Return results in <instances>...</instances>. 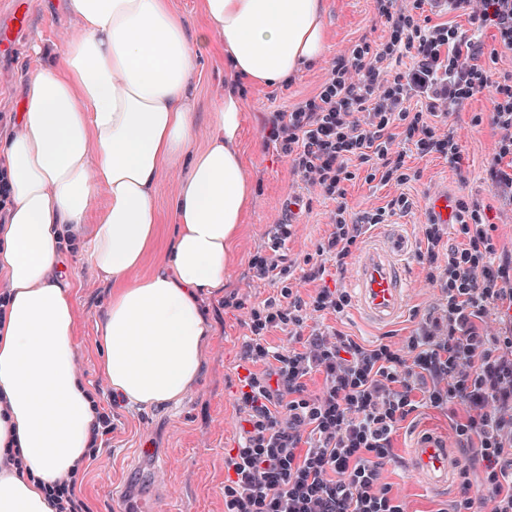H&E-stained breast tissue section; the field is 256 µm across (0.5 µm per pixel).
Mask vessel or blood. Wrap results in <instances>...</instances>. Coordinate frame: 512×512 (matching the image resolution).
Wrapping results in <instances>:
<instances>
[{
  "label": "vessel or blood",
  "mask_w": 512,
  "mask_h": 512,
  "mask_svg": "<svg viewBox=\"0 0 512 512\" xmlns=\"http://www.w3.org/2000/svg\"><path fill=\"white\" fill-rule=\"evenodd\" d=\"M413 247L403 225L394 224L369 239L358 252L352 277L356 305L374 325L390 326L404 312L410 288L406 259ZM460 464L459 457L430 443H417L412 450V473L439 487L452 481Z\"/></svg>",
  "instance_id": "1"
}]
</instances>
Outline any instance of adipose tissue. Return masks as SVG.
Wrapping results in <instances>:
<instances>
[{
    "instance_id": "1",
    "label": "adipose tissue",
    "mask_w": 512,
    "mask_h": 512,
    "mask_svg": "<svg viewBox=\"0 0 512 512\" xmlns=\"http://www.w3.org/2000/svg\"><path fill=\"white\" fill-rule=\"evenodd\" d=\"M82 33L33 70L0 138V512H56L91 452L95 398L76 370L64 236L112 288L97 325L103 369L126 401H179L213 330L200 294L223 287L249 205L240 148L244 83L274 85L325 51L322 0H202L189 31L168 0H66ZM222 45L224 96L193 150L194 56ZM188 160L177 230L156 250L162 170ZM104 207H96L97 191ZM157 271L133 272L149 251Z\"/></svg>"
}]
</instances>
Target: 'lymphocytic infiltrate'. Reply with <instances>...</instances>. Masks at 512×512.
I'll return each instance as SVG.
<instances>
[{
  "label": "lymphocytic infiltrate",
  "instance_id": "lymphocytic-infiltrate-1",
  "mask_svg": "<svg viewBox=\"0 0 512 512\" xmlns=\"http://www.w3.org/2000/svg\"><path fill=\"white\" fill-rule=\"evenodd\" d=\"M372 10L383 35L360 36L313 92L262 120L265 148L289 158L301 188L247 264L248 280L276 294L252 308L237 293L224 298L225 308L250 310L236 396L243 440L224 459V512H410L384 470L398 458L400 431L429 410L446 416L450 431L434 445L466 457L454 512H512V249L495 239L512 212V69L497 66L512 52V0H372ZM481 97L491 109L471 122L494 138L482 169L490 196L451 198L444 217L426 208L415 254L435 305L394 343L368 346L311 327L312 314L350 303L327 264L345 274L368 229L416 207L405 187L423 171L408 154L462 171L451 119ZM360 176L399 192L353 208L347 186ZM314 191L333 204L330 228L298 270L284 247ZM452 224L465 227L462 245L448 241ZM278 331L288 342L271 346ZM315 374L323 383L313 394Z\"/></svg>",
  "mask_w": 512,
  "mask_h": 512
}]
</instances>
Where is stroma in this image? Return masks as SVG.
Wrapping results in <instances>:
<instances>
[{
	"label": "stroma",
	"instance_id": "obj_1",
	"mask_svg": "<svg viewBox=\"0 0 512 512\" xmlns=\"http://www.w3.org/2000/svg\"><path fill=\"white\" fill-rule=\"evenodd\" d=\"M326 49L322 60L303 68L294 80L276 86L248 87L243 97L246 121L241 149L250 181H263V194L251 197L245 224L233 244L230 275L223 287L204 293L202 306L213 327L202 370L188 393L178 402L162 407H141L123 403L117 408V430L108 445L93 449L74 492L77 512H122L124 501L147 496L156 512H224V454L235 448L240 428L230 422L237 411L234 395L242 371L239 347L248 319L247 309L275 294L274 286L256 287L248 282L245 270L263 234L278 215L281 202L295 181L288 159L265 150L260 129L265 112L288 108L310 93L326 77L337 55L345 53L360 35L372 26L370 0H325ZM10 31L12 42L0 49V137L13 128L24 82L41 64L37 46H52L64 36L78 34L79 26L66 11L63 0H0V32ZM196 147H204L210 134L214 104L224 94V53L216 47L201 50L195 57ZM481 99L461 112L453 123L457 129L467 169L458 178L446 160L433 158L425 163L420 183L409 185L408 193L419 205L404 217L414 239H421L423 207L438 194L487 195L481 166L494 148L488 128L470 123L472 113L488 112ZM331 207L322 197H314L310 212L304 214L288 244L291 259L314 252L317 242L328 232L325 213ZM64 275L72 285L76 307L74 336L81 353L76 367L95 399L110 395L102 371L104 353L95 340L96 326L110 295L108 285L83 259L81 252L62 258ZM411 293L404 317L392 329L369 325L356 311L327 314L323 324L337 327L368 344L388 342L391 336H407L417 314L423 313L435 291L427 284L417 262H410ZM236 292L247 306L242 310L224 307V296ZM446 423L431 414L419 416L414 428L398 441L400 463L389 464L388 482L395 493L412 500L416 512H449L460 498L459 484L437 491L411 476L405 463L418 437L429 433L445 435Z\"/></svg>",
	"mask_w": 512,
	"mask_h": 512
}]
</instances>
